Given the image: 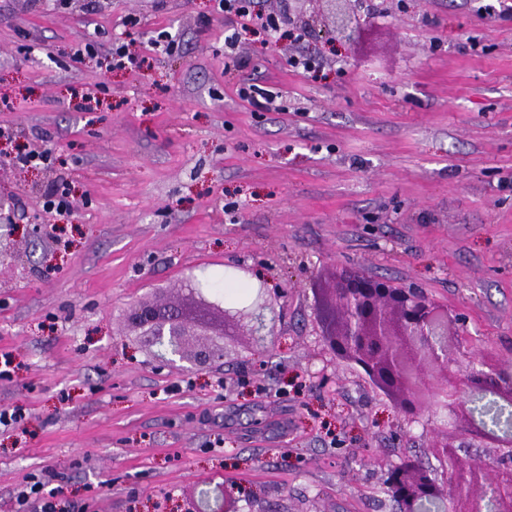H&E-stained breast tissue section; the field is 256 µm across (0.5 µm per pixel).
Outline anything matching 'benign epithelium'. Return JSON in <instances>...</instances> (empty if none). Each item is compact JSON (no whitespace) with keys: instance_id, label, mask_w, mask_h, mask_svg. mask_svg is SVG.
Segmentation results:
<instances>
[{"instance_id":"7a95c632","label":"benign epithelium","mask_w":512,"mask_h":512,"mask_svg":"<svg viewBox=\"0 0 512 512\" xmlns=\"http://www.w3.org/2000/svg\"><path fill=\"white\" fill-rule=\"evenodd\" d=\"M189 298L203 306L220 308L227 326L249 336L257 313L269 308L264 287L251 302L230 307L207 298L203 289L188 288ZM313 302L326 346L336 358L358 365L396 403L398 414L409 424L428 413L439 420L430 431L425 451L448 469L443 477L417 459L402 456L391 464L383 480V492L397 505V512H421L426 504H441L444 512H478L482 497L473 494L481 486L495 489L496 512H512V441L481 423L469 398L512 402V360L498 364L480 360L470 347L461 350L458 337L465 319L437 305L414 286L397 287L392 281L360 270H341L329 283L312 288ZM128 322L140 330L156 349L157 360L169 365L184 359L185 339L211 326L193 322L185 313L136 305ZM224 357V344L200 348L192 365L206 368ZM480 441L496 452L481 464L458 453L453 440ZM189 512H239L236 500L222 490H201Z\"/></svg>"}]
</instances>
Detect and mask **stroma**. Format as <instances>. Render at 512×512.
<instances>
[{
	"instance_id": "obj_1",
	"label": "stroma",
	"mask_w": 512,
	"mask_h": 512,
	"mask_svg": "<svg viewBox=\"0 0 512 512\" xmlns=\"http://www.w3.org/2000/svg\"><path fill=\"white\" fill-rule=\"evenodd\" d=\"M252 7L286 28L233 31L214 0H0V409L28 412L0 432V512L48 467L85 512L216 487L241 512H394L381 476L427 435L325 349L310 285L342 268L425 289L486 361L512 355V0H354L349 41L329 0ZM116 43L142 69L106 70ZM46 141L51 163H16ZM61 182L69 217L43 208ZM222 275L265 282L264 338L159 367L128 309ZM224 357V343L214 341L209 345L200 348L191 359L192 365L198 368H206Z\"/></svg>"
}]
</instances>
